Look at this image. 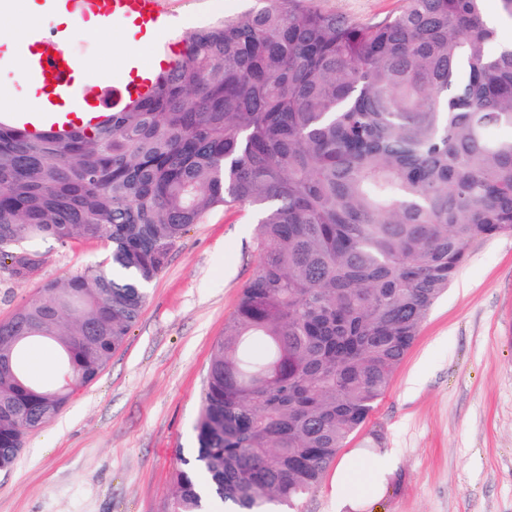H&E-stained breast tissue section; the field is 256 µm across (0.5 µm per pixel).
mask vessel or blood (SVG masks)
<instances>
[{
  "instance_id": "1",
  "label": "vessel or blood",
  "mask_w": 512,
  "mask_h": 512,
  "mask_svg": "<svg viewBox=\"0 0 512 512\" xmlns=\"http://www.w3.org/2000/svg\"><path fill=\"white\" fill-rule=\"evenodd\" d=\"M49 4L66 10L78 24L91 19L110 23L131 19L143 30L165 28L172 14L170 0H49ZM44 43L38 54L23 59L24 74L43 91L37 112L58 113L67 122L71 116L64 113L63 107L78 98L84 83L83 68L61 37L46 36ZM154 80V72L144 71L129 80L113 82V97L118 102L142 98L149 93Z\"/></svg>"
}]
</instances>
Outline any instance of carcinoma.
Masks as SVG:
<instances>
[{"mask_svg": "<svg viewBox=\"0 0 512 512\" xmlns=\"http://www.w3.org/2000/svg\"><path fill=\"white\" fill-rule=\"evenodd\" d=\"M484 15L404 0L362 24L259 0L190 33L150 96L91 131L0 121V278L10 261L34 277L49 240L112 245L0 320V470L123 345L189 227L248 207L258 264L214 345L174 512L313 489L470 245L512 233V43Z\"/></svg>", "mask_w": 512, "mask_h": 512, "instance_id": "1", "label": "carcinoma"}]
</instances>
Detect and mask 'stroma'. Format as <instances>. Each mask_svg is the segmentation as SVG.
<instances>
[{"instance_id": "35a3bbf8", "label": "stroma", "mask_w": 512, "mask_h": 512, "mask_svg": "<svg viewBox=\"0 0 512 512\" xmlns=\"http://www.w3.org/2000/svg\"><path fill=\"white\" fill-rule=\"evenodd\" d=\"M257 0H177L173 43ZM367 23L403 0H311ZM127 38L89 30L68 49L87 72L116 64ZM38 275L0 283V320L101 261L104 243L42 244ZM257 267L249 209L211 212L173 248L125 344L51 422L26 438L16 464L0 471V512H173L176 470L197 446L213 347ZM379 447H371L373 433ZM366 466L392 463L367 494H337L335 467L297 512H512V235L473 244L436 303L366 424L339 452Z\"/></svg>"}]
</instances>
